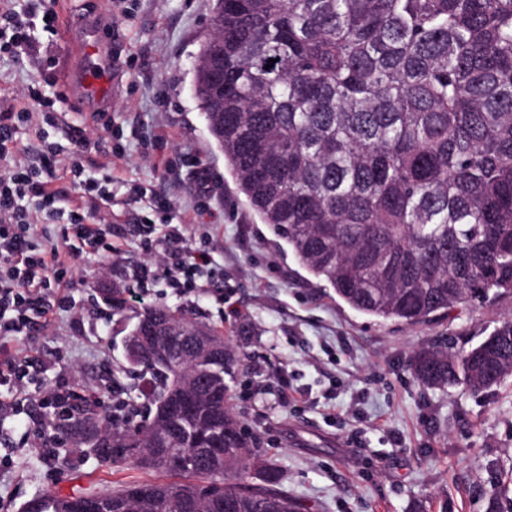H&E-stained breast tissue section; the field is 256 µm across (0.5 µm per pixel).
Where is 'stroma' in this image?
Returning a JSON list of instances; mask_svg holds the SVG:
<instances>
[{
	"label": "stroma",
	"mask_w": 512,
	"mask_h": 512,
	"mask_svg": "<svg viewBox=\"0 0 512 512\" xmlns=\"http://www.w3.org/2000/svg\"><path fill=\"white\" fill-rule=\"evenodd\" d=\"M214 4L126 0L131 16L116 26L113 0H57L58 14L100 21L109 53L133 59L104 81L100 102L76 78L77 32L32 24L46 58L42 92L56 111L20 131L18 146L32 158L41 146L66 144L74 126L111 134L123 155L91 153L85 173L112 175V199L101 212L125 226L127 245L118 260L102 252L79 258L49 326L0 337V357L35 364L23 381L0 386V399L13 406L0 416V512H20L40 492L99 493L143 478V471L101 462L91 446L72 447L51 427L55 393L118 415L147 388L130 374L123 345L138 305L126 303L117 315L100 296L115 285L147 288L152 302L229 331L244 357L231 405L263 437L267 459L302 512H512V378L474 394L460 386L429 389L411 374L419 349H467L512 319V297L407 326L350 309L302 269L239 192L194 95ZM135 126L146 142L131 139ZM201 168L210 177L203 204L223 276L202 293L177 291L161 277L140 280L141 266L159 259L163 247L140 241L138 225L185 224L189 245H202L190 227L188 196ZM132 183L151 194L172 192L176 203L165 212L146 200L130 203Z\"/></svg>",
	"instance_id": "stroma-1"
}]
</instances>
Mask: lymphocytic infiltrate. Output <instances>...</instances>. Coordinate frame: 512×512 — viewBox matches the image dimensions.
Returning a JSON list of instances; mask_svg holds the SVG:
<instances>
[{
  "label": "lymphocytic infiltrate",
  "mask_w": 512,
  "mask_h": 512,
  "mask_svg": "<svg viewBox=\"0 0 512 512\" xmlns=\"http://www.w3.org/2000/svg\"><path fill=\"white\" fill-rule=\"evenodd\" d=\"M28 14L11 0H0V54L23 65L39 68V49L28 34ZM38 83L28 84L0 111V311L12 310L13 319L0 323V335L20 333L30 324V312L47 318L53 306L47 298L51 281H63L87 252L122 257L126 233L122 225L101 219L92 224L89 211L108 197V181L83 179V157L91 145L83 129L70 131L69 151L48 150L38 162H27L15 139L18 124L31 123L34 113L52 111ZM78 197L71 212V235L63 246L40 249L34 244L43 210L62 200ZM186 225H168L163 273L176 288L204 290V276L216 269L208 252L186 244Z\"/></svg>",
  "instance_id": "lymphocytic-infiltrate-1"
}]
</instances>
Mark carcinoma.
Instances as JSON below:
<instances>
[{
  "instance_id": "obj_1",
  "label": "carcinoma",
  "mask_w": 512,
  "mask_h": 512,
  "mask_svg": "<svg viewBox=\"0 0 512 512\" xmlns=\"http://www.w3.org/2000/svg\"><path fill=\"white\" fill-rule=\"evenodd\" d=\"M212 24L196 99L238 190L309 275L351 309L407 325L512 294V0H224ZM152 313L171 317L172 359L199 376L185 391L194 414L158 413L172 368L132 358L157 384L151 418L118 425L89 405L67 426L108 440L105 462L177 479L126 482L98 512H300L230 407L224 377L241 360L224 330L165 304L136 320ZM200 326L224 361L196 360ZM411 369L432 389L499 386L512 377V320L466 351L423 348ZM166 449L193 463L147 462ZM200 483L215 495L170 494ZM71 502L45 492L21 512Z\"/></svg>"
}]
</instances>
